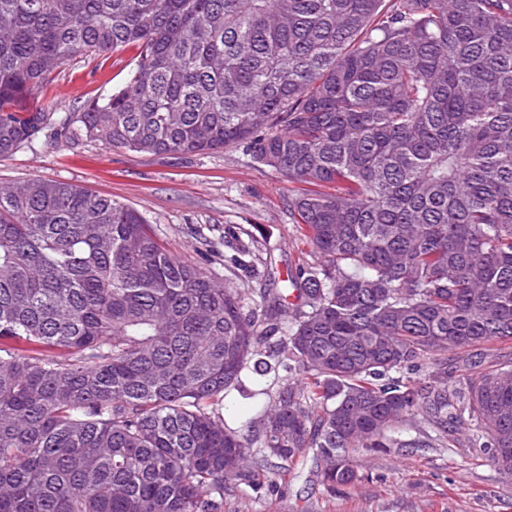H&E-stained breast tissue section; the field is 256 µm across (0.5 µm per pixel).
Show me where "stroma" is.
<instances>
[{"mask_svg":"<svg viewBox=\"0 0 512 512\" xmlns=\"http://www.w3.org/2000/svg\"><path fill=\"white\" fill-rule=\"evenodd\" d=\"M135 67L136 54L128 48L77 57L37 101L57 115H78L88 102L123 88ZM33 178L78 185L131 206L170 252L205 261L219 282L254 295L271 288L272 278L319 259L288 213L293 185L239 148L177 158L49 133L34 149L0 160V184ZM228 231L256 241L255 274L231 264ZM398 431L413 449L357 454L361 478L340 493L329 494L315 473L305 471L258 495L226 494L224 512H512V476L470 447L464 431L453 433L444 448L418 447L424 437L418 421H405Z\"/></svg>","mask_w":512,"mask_h":512,"instance_id":"35a3bbf8","label":"stroma"}]
</instances>
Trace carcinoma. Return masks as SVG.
<instances>
[{
  "instance_id": "carcinoma-1",
  "label": "carcinoma",
  "mask_w": 512,
  "mask_h": 512,
  "mask_svg": "<svg viewBox=\"0 0 512 512\" xmlns=\"http://www.w3.org/2000/svg\"><path fill=\"white\" fill-rule=\"evenodd\" d=\"M136 71L75 120L26 105L78 56ZM74 139L191 157L243 146L290 183L320 256L259 301L132 207L0 187V512H224L309 460L465 425L512 473V0H0V159ZM250 371L271 404L219 413Z\"/></svg>"
}]
</instances>
